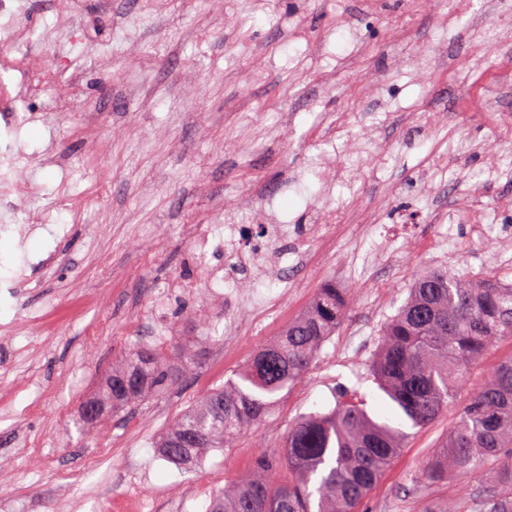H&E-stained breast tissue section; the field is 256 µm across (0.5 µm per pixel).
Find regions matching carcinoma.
<instances>
[{"instance_id": "1", "label": "carcinoma", "mask_w": 512, "mask_h": 512, "mask_svg": "<svg viewBox=\"0 0 512 512\" xmlns=\"http://www.w3.org/2000/svg\"><path fill=\"white\" fill-rule=\"evenodd\" d=\"M347 311L346 293L319 289L301 317L261 347L238 380L184 410L160 438L161 457L183 471L196 469L205 448H231L260 424L288 385L303 379ZM512 340V283L487 271L462 280L443 270L423 273L382 329L372 372L399 416L414 427L431 424L453 402L469 367L493 343ZM133 380V390L115 388ZM175 380L169 356L138 347L105 378L98 398L116 413L166 390ZM404 432L374 420L357 398L327 413L310 412L288 426L282 448L254 462L255 475L228 483L208 512H361L368 492L401 452ZM288 478L273 480L282 471ZM484 487L469 507L437 503L428 512H512V358L460 408L426 478L448 472Z\"/></svg>"}]
</instances>
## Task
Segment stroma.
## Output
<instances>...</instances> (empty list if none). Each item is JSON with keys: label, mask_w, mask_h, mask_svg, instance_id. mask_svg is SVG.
<instances>
[{"label": "stroma", "mask_w": 512, "mask_h": 512, "mask_svg": "<svg viewBox=\"0 0 512 512\" xmlns=\"http://www.w3.org/2000/svg\"><path fill=\"white\" fill-rule=\"evenodd\" d=\"M59 2L23 0L37 18L39 63L71 67L80 83L76 108L42 106L13 141L19 178L41 193L19 200L0 231V460L9 463L0 512H207L224 484L281 448L298 416L329 411L346 392L375 420L399 423L371 367L415 278L434 268L512 281V130L473 86L512 68V17L498 0H440L433 14L417 0H278L272 11L258 0H89L71 16ZM494 32L501 40L489 53L484 36ZM396 51L431 63L393 69ZM190 80L204 98L189 96ZM429 110L440 123L427 125ZM361 151L378 159L349 181L318 164L329 154L343 167ZM64 182L81 223L60 213L45 227L26 224ZM469 194L494 229L480 238L461 224L446 242L432 212ZM321 211L336 222L315 223ZM189 224L210 238L206 262L185 236ZM230 224L251 225L256 238L281 225L268 253L297 246L305 259L256 286L212 278L203 267L223 268ZM172 278L193 279L194 292L163 299ZM327 283L347 289L348 309L309 373L195 471L162 460L155 444L178 415L241 371ZM255 288L289 297L260 322ZM357 330L352 357H340L338 338ZM183 343L197 362L169 389L84 423L80 407L113 365L139 346ZM511 357L512 341L498 342L433 423H401L405 448L364 512H424L479 495L465 476L430 483L423 471L459 404Z\"/></svg>", "instance_id": "obj_1"}]
</instances>
